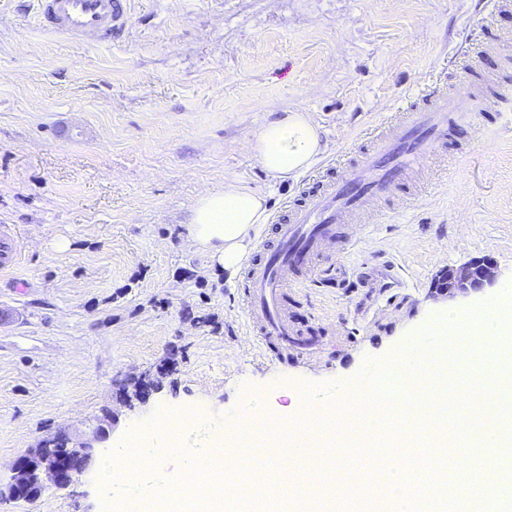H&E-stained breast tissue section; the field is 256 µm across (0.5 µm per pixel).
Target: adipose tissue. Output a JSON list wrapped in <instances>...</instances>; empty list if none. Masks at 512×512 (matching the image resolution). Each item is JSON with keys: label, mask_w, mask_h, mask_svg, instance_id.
<instances>
[{"label": "adipose tissue", "mask_w": 512, "mask_h": 512, "mask_svg": "<svg viewBox=\"0 0 512 512\" xmlns=\"http://www.w3.org/2000/svg\"><path fill=\"white\" fill-rule=\"evenodd\" d=\"M251 148L267 176L275 181L295 177L324 151L318 128L305 112H284L266 120L254 134ZM266 221L264 197L232 180L197 200L186 238L234 273L249 256Z\"/></svg>", "instance_id": "adipose-tissue-1"}]
</instances>
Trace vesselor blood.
<instances>
[{"label": "vessel or blood", "instance_id": "vessel-or-blood-1", "mask_svg": "<svg viewBox=\"0 0 512 512\" xmlns=\"http://www.w3.org/2000/svg\"><path fill=\"white\" fill-rule=\"evenodd\" d=\"M128 0H41L49 32L107 41L126 27ZM489 98L478 86L449 93L431 89L367 133L348 155L343 175L314 172L312 188L302 189L274 219L276 240L261 244L245 270L241 298L247 309L245 330L260 357L285 361L313 354L318 340L292 320L288 292L309 278L327 286L350 283L346 266L332 262L327 250L346 254L359 239L353 229L373 222L396 189L408 199L420 190L414 174L449 135L461 128L483 131ZM20 260L14 238L0 228V274Z\"/></svg>", "mask_w": 512, "mask_h": 512}]
</instances>
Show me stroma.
Returning <instances> with one entry per match:
<instances>
[{
  "mask_svg": "<svg viewBox=\"0 0 512 512\" xmlns=\"http://www.w3.org/2000/svg\"><path fill=\"white\" fill-rule=\"evenodd\" d=\"M109 42L50 34L39 0H0V225L21 247L0 278V478L45 438L112 448L160 413L234 427L257 403H341L464 296L439 272L481 258L512 284V130L459 131L419 199L365 226L348 269L394 264L401 286L318 288L289 300L319 357L266 362L245 334L240 276L186 239L196 201L238 180L268 214L306 183H274L250 142L272 112H306L327 149L426 87L468 72L512 86V2L129 0ZM0 512H103L96 474Z\"/></svg>",
  "mask_w": 512,
  "mask_h": 512,
  "instance_id": "obj_1",
  "label": "stroma"
}]
</instances>
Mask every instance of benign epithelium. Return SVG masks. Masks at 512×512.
I'll return each instance as SVG.
<instances>
[{
	"mask_svg": "<svg viewBox=\"0 0 512 512\" xmlns=\"http://www.w3.org/2000/svg\"><path fill=\"white\" fill-rule=\"evenodd\" d=\"M495 268L488 261L444 270L434 281V293L468 295L494 283ZM99 455L91 442L75 443L68 437L45 440L18 457L10 480L0 486V498L29 503L36 499L50 481L58 489H67L77 477L89 470Z\"/></svg>",
	"mask_w": 512,
	"mask_h": 512,
	"instance_id": "1",
	"label": "benign epithelium"
}]
</instances>
